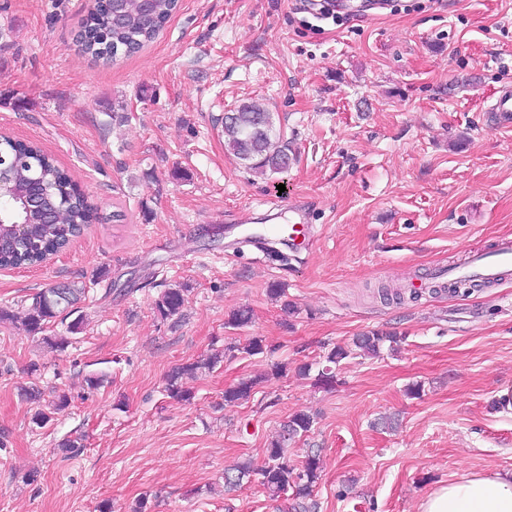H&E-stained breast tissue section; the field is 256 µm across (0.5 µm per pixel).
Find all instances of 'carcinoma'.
<instances>
[{
	"mask_svg": "<svg viewBox=\"0 0 512 512\" xmlns=\"http://www.w3.org/2000/svg\"><path fill=\"white\" fill-rule=\"evenodd\" d=\"M179 8V0H154L147 13L140 0H123L122 15L115 19L110 8L99 5L87 12L77 36L79 50L91 59L109 63L142 49L158 36L163 25ZM224 147L234 154L248 171L282 173L295 160V151L281 132L276 130L272 112L258 100H245L224 113L221 119ZM0 154L6 163L0 166V179L12 187L11 194L0 199V268L20 269L39 266L48 258L66 250L87 227L100 220L97 209L87 196L70 185L65 172L55 157L34 142H23L0 135ZM37 194L38 207L29 209L24 200ZM24 224L26 230L19 236L14 225ZM90 287L84 282L65 285L64 290L52 286L31 297L12 314L0 308V321L18 320L29 332L42 330L50 322L75 316L67 327L77 331L86 317L78 312V303L88 297ZM187 289L175 285L161 290L153 302V309L163 320L177 324L182 318ZM400 337L389 332L373 331L353 339V348L337 345L326 356L327 366L317 374V382L333 383L331 365L349 357L356 350L367 356H377L384 345L398 349ZM268 349L265 339L253 336L241 344H229L224 351H216L175 367L167 376L165 391L168 396L188 401L192 393L184 380L203 372H212L235 353L255 356ZM258 380H241L224 389V404H239L249 400ZM69 405L66 393L53 391L33 416L34 423L44 426L53 415ZM316 414L305 411L293 413L283 428L268 440L264 464L256 467L251 461H242L224 471L227 492L243 487L244 482L258 476V482L274 501L288 495L295 501L294 512H319L314 499V487L320 479V453L310 451L299 463L288 456V444L310 433Z\"/></svg>",
	"mask_w": 512,
	"mask_h": 512,
	"instance_id": "1",
	"label": "carcinoma"
}]
</instances>
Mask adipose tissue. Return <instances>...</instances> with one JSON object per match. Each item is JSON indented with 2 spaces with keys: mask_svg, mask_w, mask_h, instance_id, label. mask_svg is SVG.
Masks as SVG:
<instances>
[{
  "mask_svg": "<svg viewBox=\"0 0 512 512\" xmlns=\"http://www.w3.org/2000/svg\"><path fill=\"white\" fill-rule=\"evenodd\" d=\"M419 512H512V472L471 474L439 486Z\"/></svg>",
  "mask_w": 512,
  "mask_h": 512,
  "instance_id": "1",
  "label": "adipose tissue"
}]
</instances>
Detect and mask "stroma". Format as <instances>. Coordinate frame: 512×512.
<instances>
[{"label":"stroma","instance_id":"1","mask_svg":"<svg viewBox=\"0 0 512 512\" xmlns=\"http://www.w3.org/2000/svg\"><path fill=\"white\" fill-rule=\"evenodd\" d=\"M359 4L336 0L320 20L304 0H180L153 43L103 65L75 44L88 0H0V130L54 154L102 217L47 264L0 270V307L15 309L101 276L66 348L42 341L64 324L0 322V512H132L141 498L147 512H274L258 482L225 494L224 469L262 462L299 410L317 422L290 452L319 450L320 512H418L438 485L512 471V409L489 408L512 392V276L375 296L512 240V125L486 110L512 88V0ZM246 99L297 149L288 171L255 177L225 150L219 119ZM120 108L128 121L109 118ZM281 184L314 240L280 244L282 262L242 243L240 222L249 210L253 231L268 226L261 204ZM274 283L298 315L269 297ZM179 284L174 324L153 301ZM245 306L252 322L227 327ZM374 330L397 332L398 350L342 360L329 387L297 374ZM254 336L269 352L187 381L191 400L167 396L174 367ZM91 372L106 377L93 391ZM250 378L251 399L225 404ZM31 385L69 407L37 426L19 395ZM79 434L81 453L63 456Z\"/></svg>","mask_w":512,"mask_h":512}]
</instances>
